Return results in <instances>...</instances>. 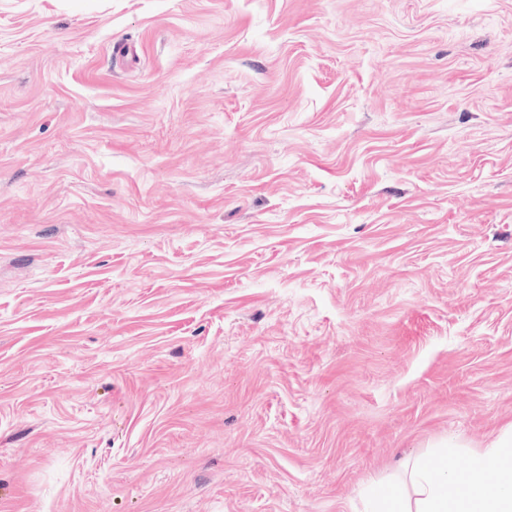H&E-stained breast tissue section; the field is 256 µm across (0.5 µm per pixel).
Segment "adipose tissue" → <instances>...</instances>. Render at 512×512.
I'll return each mask as SVG.
<instances>
[{
  "mask_svg": "<svg viewBox=\"0 0 512 512\" xmlns=\"http://www.w3.org/2000/svg\"><path fill=\"white\" fill-rule=\"evenodd\" d=\"M490 472L496 481H487ZM408 480L409 489L371 497V512H512V430L465 466L416 462Z\"/></svg>",
  "mask_w": 512,
  "mask_h": 512,
  "instance_id": "ef3b65f1",
  "label": "adipose tissue"
}]
</instances>
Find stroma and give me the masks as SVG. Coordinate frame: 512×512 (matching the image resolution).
Instances as JSON below:
<instances>
[{"label":"stroma","instance_id":"obj_1","mask_svg":"<svg viewBox=\"0 0 512 512\" xmlns=\"http://www.w3.org/2000/svg\"><path fill=\"white\" fill-rule=\"evenodd\" d=\"M511 424L512 0H0V512H367Z\"/></svg>","mask_w":512,"mask_h":512}]
</instances>
